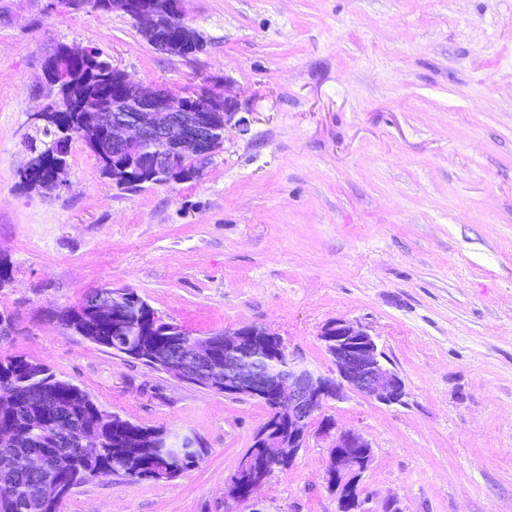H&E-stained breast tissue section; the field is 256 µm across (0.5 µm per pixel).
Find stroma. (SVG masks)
Masks as SVG:
<instances>
[{
    "label": "stroma",
    "mask_w": 512,
    "mask_h": 512,
    "mask_svg": "<svg viewBox=\"0 0 512 512\" xmlns=\"http://www.w3.org/2000/svg\"><path fill=\"white\" fill-rule=\"evenodd\" d=\"M204 49L156 50L119 12L0 0V354L48 365L108 411L194 435L199 465L73 489L62 512H336L310 435L256 500L224 481L270 410L73 334L57 312L130 288L197 336L258 325L312 369L322 328L366 326L404 404L321 411L363 434L371 512H512V0H186ZM134 81L231 97L249 118L203 177L116 189L72 142L63 187L20 182L60 45Z\"/></svg>",
    "instance_id": "stroma-1"
}]
</instances>
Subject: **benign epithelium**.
<instances>
[{"label": "benign epithelium", "mask_w": 512, "mask_h": 512, "mask_svg": "<svg viewBox=\"0 0 512 512\" xmlns=\"http://www.w3.org/2000/svg\"><path fill=\"white\" fill-rule=\"evenodd\" d=\"M170 7L174 15H186V0H159V4L141 10L136 23L156 49L188 58L200 40L187 23H182L176 41L157 29V11ZM127 85L129 95H120L112 105V146L132 149L150 145L155 168L167 172L172 183L181 179L174 153L188 152L204 168L217 152L212 139L216 124H232L242 133L248 130L249 120L237 117L236 103L228 97H216L204 90L175 99L157 86L131 80ZM321 339L335 366L334 377L317 373L295 359L288 360L286 368L274 366L285 350L283 338L257 325L199 338L192 347L194 367L183 359L139 348L129 357L190 385L211 382L224 387L226 395L269 401V419L224 483V499L237 502L253 497L251 486L262 489L269 479V468L293 461L310 434L314 413L327 401L342 399L345 390L387 406L403 403L404 382L387 365L384 352L366 327L338 319L323 328ZM221 345L224 377H207L202 366ZM317 432L327 442L326 480L336 492L337 512H371L356 495L361 475L373 459L371 443L358 431L339 428L330 419L322 420Z\"/></svg>", "instance_id": "obj_1"}]
</instances>
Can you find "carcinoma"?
I'll return each instance as SVG.
<instances>
[{"label":"carcinoma","instance_id":"cac0c4a2","mask_svg":"<svg viewBox=\"0 0 512 512\" xmlns=\"http://www.w3.org/2000/svg\"><path fill=\"white\" fill-rule=\"evenodd\" d=\"M57 54L71 61L73 88L50 89L42 125L36 127L39 139L31 140V157L36 165L21 173L24 184H48L51 168L63 155H50L51 144L79 139L96 157L101 175L112 178V142L106 122L94 123L79 106L82 95L99 96L112 104V66L102 53L93 48L62 44ZM139 172L133 177L115 180L124 191L139 188L143 181L165 184L167 178L153 168L152 157L143 152L138 157ZM112 290L88 294L83 301L57 315L61 324L74 334L107 349L124 353L132 324L142 313L155 310L132 289L126 293L133 299L131 310L117 318L104 319L95 300ZM8 396L13 405L0 409V424L9 423L20 440L10 447L0 446V512H59L61 502L49 493V483L66 476L82 484L98 472L102 476L121 474L134 481L152 480V474L163 464L155 438L162 428H147L120 419L102 408L88 392L63 380L47 365L19 355L0 356V396ZM82 430H92L100 439V447L91 454L78 443ZM35 454L48 461L42 472L18 468L15 460Z\"/></svg>","mask_w":512,"mask_h":512}]
</instances>
